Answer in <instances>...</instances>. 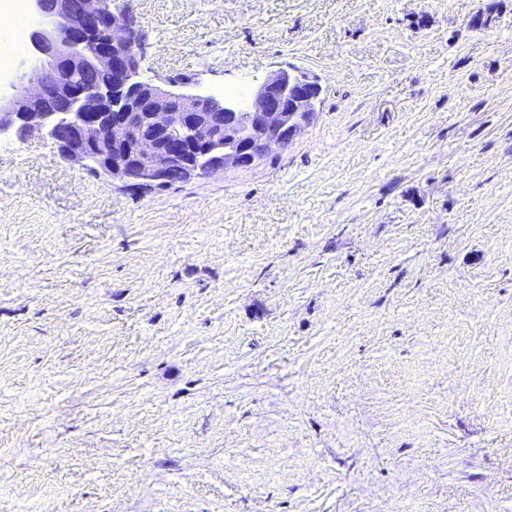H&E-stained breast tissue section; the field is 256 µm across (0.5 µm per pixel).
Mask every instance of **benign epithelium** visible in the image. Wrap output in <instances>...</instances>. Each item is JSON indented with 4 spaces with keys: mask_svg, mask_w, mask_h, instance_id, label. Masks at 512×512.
<instances>
[{
    "mask_svg": "<svg viewBox=\"0 0 512 512\" xmlns=\"http://www.w3.org/2000/svg\"><path fill=\"white\" fill-rule=\"evenodd\" d=\"M40 65L22 61L0 82V135H37L62 158L149 189L251 168L314 120L318 78L290 65L266 77L245 107L188 81L143 78L136 22L112 0H29Z\"/></svg>",
    "mask_w": 512,
    "mask_h": 512,
    "instance_id": "obj_1",
    "label": "benign epithelium"
}]
</instances>
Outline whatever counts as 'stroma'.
I'll use <instances>...</instances> for the list:
<instances>
[{
    "instance_id": "35a3bbf8",
    "label": "stroma",
    "mask_w": 512,
    "mask_h": 512,
    "mask_svg": "<svg viewBox=\"0 0 512 512\" xmlns=\"http://www.w3.org/2000/svg\"><path fill=\"white\" fill-rule=\"evenodd\" d=\"M115 4L322 99L145 193L0 138V512H512V0Z\"/></svg>"
}]
</instances>
